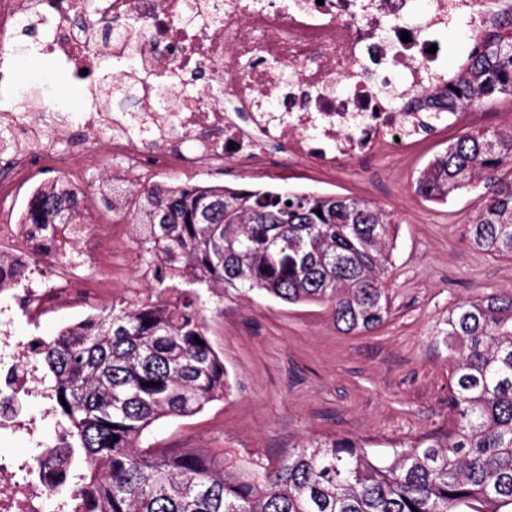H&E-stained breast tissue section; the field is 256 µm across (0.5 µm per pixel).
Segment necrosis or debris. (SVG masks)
<instances>
[{
  "label": "necrosis or debris",
  "instance_id": "4bbe7bcc",
  "mask_svg": "<svg viewBox=\"0 0 512 512\" xmlns=\"http://www.w3.org/2000/svg\"><path fill=\"white\" fill-rule=\"evenodd\" d=\"M86 0H0V182L8 199L30 167H65L54 143L105 141L124 172L189 170L198 162L236 161L266 168L270 146L293 159L351 162L387 146L413 144L454 112H432L425 95L446 86L442 53H430L450 18L486 21V0H93L116 47L80 35L75 21ZM53 32L43 54L73 75L115 62L113 83L133 95L137 113L116 112L112 95L94 92L79 121L47 120L11 80L10 40L32 14ZM138 23L139 64L129 81V53L120 41ZM409 41H402V34ZM209 71L223 95L193 87ZM11 263L23 276L54 269L55 280L26 288L29 310L67 302L69 279L51 253ZM0 306V512H79L77 485L57 492L39 457L17 455L9 439L41 437L52 392L39 373L37 345L12 335ZM41 400L33 410L32 400Z\"/></svg>",
  "mask_w": 512,
  "mask_h": 512
}]
</instances>
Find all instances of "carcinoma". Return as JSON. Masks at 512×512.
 Masks as SVG:
<instances>
[{
  "instance_id": "carcinoma-1",
  "label": "carcinoma",
  "mask_w": 512,
  "mask_h": 512,
  "mask_svg": "<svg viewBox=\"0 0 512 512\" xmlns=\"http://www.w3.org/2000/svg\"><path fill=\"white\" fill-rule=\"evenodd\" d=\"M448 80V108L512 94V12L472 30ZM480 187L468 224L483 252L512 259V132L448 144L412 185L445 204ZM101 201L134 225L156 296L114 304L39 347L65 441L46 461L76 465L84 512H512V290L456 305L436 336L452 367L448 431L371 455L349 438L306 445L272 467L211 449L156 448L151 427L224 397V362L206 337L199 289L251 292L331 310L344 335L390 315L392 216L363 199L171 183ZM46 249L92 227L80 193L38 188L20 217ZM204 341L200 345L197 340Z\"/></svg>"
}]
</instances>
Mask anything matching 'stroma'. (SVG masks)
Segmentation results:
<instances>
[{"label": "stroma", "instance_id": "stroma-1", "mask_svg": "<svg viewBox=\"0 0 512 512\" xmlns=\"http://www.w3.org/2000/svg\"><path fill=\"white\" fill-rule=\"evenodd\" d=\"M32 39L13 40L12 66L35 94L38 112L76 115L91 89L111 73L102 63L92 79L76 80L61 64L31 51ZM478 120L439 128L420 144L385 152L366 163L317 170L305 161L289 169L281 187L363 198L393 214L399 233L387 276L388 320L370 333H339L324 307L292 305L229 292H203L207 337L224 362L230 388L222 400L189 418L157 421L162 448H210L242 462L269 464L317 440L352 438L370 453L390 456L393 444L447 429L448 347L435 334L451 307L512 289V259L477 250L467 225L479 208L464 193L436 205L412 184L430 159L478 129L512 132V96L479 107ZM75 176L93 206L91 232L71 249L80 256L70 286L78 306L50 308L33 318L18 312L13 332L48 342L60 330L114 303H140L152 292L132 225L115 223L99 192L114 182L104 145L72 156L68 170H41L16 185L0 204V225L17 224L33 190Z\"/></svg>", "mask_w": 512, "mask_h": 512}]
</instances>
